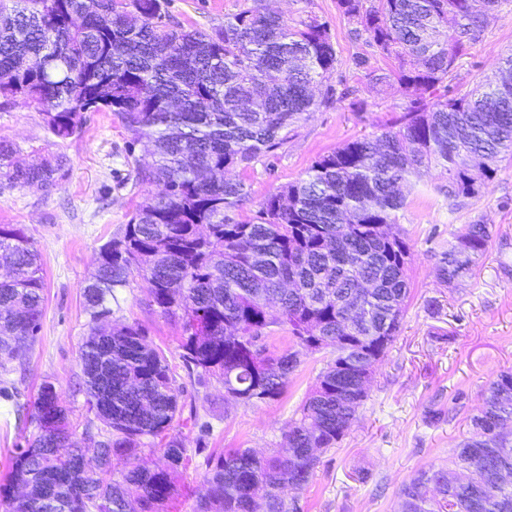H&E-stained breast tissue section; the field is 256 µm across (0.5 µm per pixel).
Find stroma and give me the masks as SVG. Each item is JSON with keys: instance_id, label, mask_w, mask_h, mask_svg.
<instances>
[{"instance_id": "stroma-1", "label": "stroma", "mask_w": 512, "mask_h": 512, "mask_svg": "<svg viewBox=\"0 0 512 512\" xmlns=\"http://www.w3.org/2000/svg\"><path fill=\"white\" fill-rule=\"evenodd\" d=\"M285 14H312L326 21L335 43L336 75L358 88L356 97L320 109L295 125L273 155L237 171L248 199L240 219L253 218L265 197L302 178L319 155L346 141L377 133L388 123L400 95L378 94L366 70L388 69L373 48L350 40V24L337 0H167L173 22L214 31L227 16L254 3ZM512 52V8L503 7L481 41L459 59L450 84L463 94L493 78L501 55ZM0 140L13 143L20 160L65 156L66 175L50 192L0 184V224H14L34 242L45 278L41 330L23 360L0 372V480L10 470L11 452L23 444L16 405L32 404L44 381L53 382L68 408L74 440L100 426L84 393L75 391L81 374L79 350L90 316L82 291L96 269L101 245L122 234L149 188L135 184L134 161H147L144 143H131L112 113L91 112L81 133L56 139L44 115L24 104H0ZM438 172L414 180L397 231L411 246L410 298L400 330L376 366L367 398L336 447L324 450L308 484L297 492L302 512H396L402 485L418 470L448 459L469 436L490 382L512 370V164H503L468 206L450 209L435 190ZM475 220L491 224L494 236L475 276L457 285L437 275L439 253L451 233ZM111 322L136 323L161 349L179 382L182 420L177 431L189 463L178 478L172 512H195L204 491V459L210 451L281 447L296 411L324 366L322 353L304 356L284 394L275 401L228 403L217 381L197 383L182 359L179 322L165 318L140 277L108 300Z\"/></svg>"}]
</instances>
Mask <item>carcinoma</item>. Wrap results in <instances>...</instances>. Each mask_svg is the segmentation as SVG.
I'll return each mask as SVG.
<instances>
[{"label": "carcinoma", "mask_w": 512, "mask_h": 512, "mask_svg": "<svg viewBox=\"0 0 512 512\" xmlns=\"http://www.w3.org/2000/svg\"><path fill=\"white\" fill-rule=\"evenodd\" d=\"M512 0H337L350 35L394 61L370 73L381 89L398 85V116L372 137L352 139L316 159L305 177L271 194L257 215L239 220L245 184L232 176L272 154L294 126L341 100L332 84L336 49L317 16L285 17L256 6L224 19L209 34L170 22L165 0H0V99L17 98L47 116L51 134H79L87 112H111L132 140L151 146L136 164L140 184L155 185L122 235L100 249L83 288L90 330L80 346L87 403L101 424L86 433L96 464L71 441L69 411L54 383L39 388L32 411L17 418L37 432L11 454L0 482L8 512H168L178 493L186 448L172 434L183 387L162 350L137 324L97 327L107 297L140 276L161 315L182 323V358L198 381L216 379L238 403L276 400L299 362L320 341L331 358L285 436L289 453L228 448L205 458V491L196 512H300L280 494L303 489L315 465L309 448H332L357 409H336V383L358 386L361 351L383 358L399 332L409 283L404 237L381 241L378 224L397 223L401 187L433 169L449 205L477 197L512 158V54L500 78L459 95L448 77ZM0 141V180L48 190L65 158L21 164ZM491 225L452 233L437 274L453 284L475 274ZM0 369L22 358L41 328L40 256L23 230L0 224ZM372 283L362 288L364 281ZM361 301L354 330L342 315ZM286 327L294 346H253ZM512 371L490 384L473 431L448 463L419 470L400 493V512H512V482L494 485L512 465ZM160 449L162 468L139 462ZM485 458L476 478L453 470Z\"/></svg>", "instance_id": "obj_1"}]
</instances>
